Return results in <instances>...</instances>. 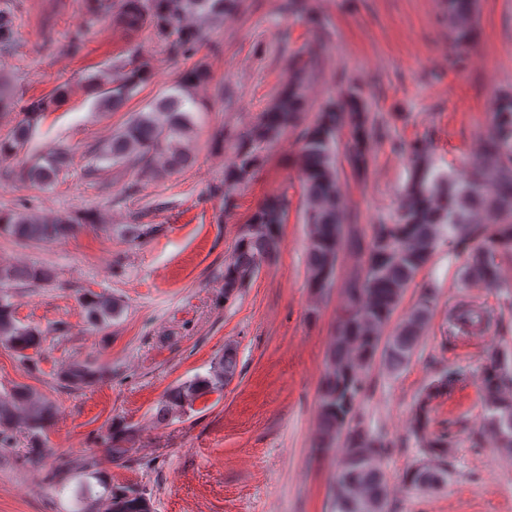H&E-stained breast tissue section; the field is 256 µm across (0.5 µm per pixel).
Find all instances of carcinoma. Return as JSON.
<instances>
[{"label":"carcinoma","mask_w":512,"mask_h":512,"mask_svg":"<svg viewBox=\"0 0 512 512\" xmlns=\"http://www.w3.org/2000/svg\"><path fill=\"white\" fill-rule=\"evenodd\" d=\"M237 0H91L84 26L108 15L124 36L147 29L167 46L169 54L183 61L200 51L203 25L235 8ZM474 0H448V15L454 22L457 42L470 40ZM14 15L0 9V53H10L16 42ZM121 75L87 77L95 91L101 112L121 108L140 87L153 77L150 63L132 50L122 61ZM210 81L206 66L196 61L162 95L135 113L112 139L89 153L88 169L135 165L141 172L158 176L188 165L192 143L197 136L195 113L200 111L197 90ZM70 97V85H57L52 94L27 101L0 85V112L18 110L20 120L9 136L0 138V155H15L34 135L46 113L63 106ZM303 110L302 79L296 74L261 113L244 138L223 134L234 144V156L224 171V181L210 186L209 195L231 204L233 190L251 179L262 151L276 142L297 114ZM346 127L350 132L348 157L357 170H365L371 158L372 127L365 106L350 91L339 102H330L317 114L314 124L301 136V164L309 227L307 277L310 288L322 294L332 287L340 252L350 246L360 254L357 270L343 290V313L328 350L321 383L318 419V447L342 448V459L334 477L332 512H388L389 483L383 460L395 443L366 426L359 413L368 389L369 375L377 362L393 373L406 369L418 349L422 331L435 310L438 290L432 284L420 289L415 307L391 324L403 294L437 248L448 243L465 258L462 281H476L496 291L512 293V281L504 277L500 258L512 255V97L495 100L487 114L480 157L473 162L468 180L459 183L449 172L435 169L427 157V145H410L412 175L389 224H374L370 236L349 228L342 221V198L336 167V135ZM68 166V151L59 148L25 167L20 176L44 187L54 185ZM288 211L286 196L270 197L244 225L236 247L224 263V298L245 287L261 266L280 250L281 228ZM93 218L60 215L47 224L24 211L0 212V235L18 240H61L73 236L79 225ZM48 268L0 267V287L8 283L49 280ZM88 322L106 324L119 311L118 300L110 295L91 294L82 301ZM483 312L463 307L449 317L451 327L464 331L479 326ZM42 333L19 324L12 302L0 296V343L21 359L26 351L41 345ZM237 370L233 347L216 355L206 375H196L168 390L161 401L160 415L179 417L196 400L223 393ZM99 369L89 363L63 368L58 380L79 390L94 382ZM481 391L482 429L496 447L512 456V347L488 351L475 374ZM459 371L444 372L420 393L409 438L421 458L403 475L412 490L431 491L448 481L446 435L429 431L434 400L464 382ZM51 405L24 385H18L7 399H0V442L23 426L42 433L49 428ZM109 512H148L146 500L134 492H107Z\"/></svg>","instance_id":"cac0c4a2"}]
</instances>
